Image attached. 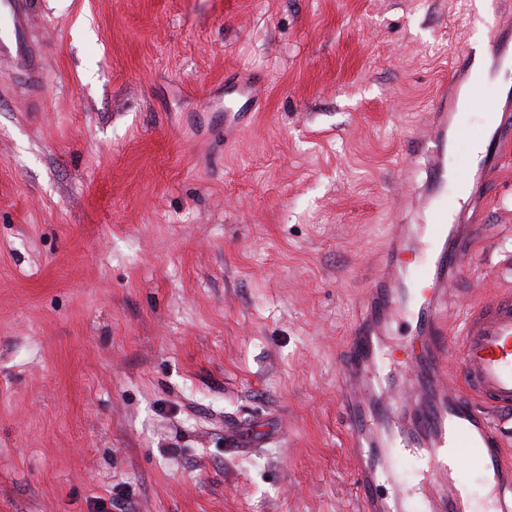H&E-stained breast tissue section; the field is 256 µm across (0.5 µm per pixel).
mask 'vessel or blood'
Segmentation results:
<instances>
[{"instance_id": "1", "label": "vessel or blood", "mask_w": 512, "mask_h": 512, "mask_svg": "<svg viewBox=\"0 0 512 512\" xmlns=\"http://www.w3.org/2000/svg\"><path fill=\"white\" fill-rule=\"evenodd\" d=\"M42 0H0V62L22 64L25 86L36 90L43 80L42 44L31 22ZM490 74L512 64V47L504 37L490 45ZM435 129L429 140L411 139L406 156L430 161L428 222L408 228L390 257L394 282L373 288L381 318L405 315L411 350L401 368L377 373L389 347L374 327L354 326L339 362L351 387L366 399H351L341 411L347 445L358 457L356 484L363 512H409V500L384 490L389 452L421 455V470L431 492L428 512H466L467 499L454 486L456 460H478L492 485L498 512H507L512 493V460L505 452L500 418L512 414V291L504 289L467 311L460 329L449 328L441 305L459 271V259L481 235L463 218L487 196V175L497 159L512 150V111L493 103L487 109L479 165L464 182L449 183L446 99L435 104ZM454 203H447V196Z\"/></svg>"}]
</instances>
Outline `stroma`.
Here are the masks:
<instances>
[{
    "mask_svg": "<svg viewBox=\"0 0 512 512\" xmlns=\"http://www.w3.org/2000/svg\"><path fill=\"white\" fill-rule=\"evenodd\" d=\"M44 0L0 65V512H360L336 354L421 199L448 63L512 0ZM259 77L232 143L218 84ZM512 83L457 112L448 175ZM448 297L512 287V154ZM265 424L247 455L228 425Z\"/></svg>",
    "mask_w": 512,
    "mask_h": 512,
    "instance_id": "35a3bbf8",
    "label": "stroma"
}]
</instances>
